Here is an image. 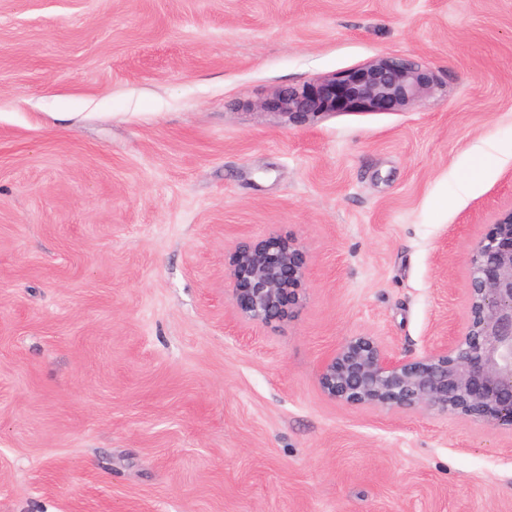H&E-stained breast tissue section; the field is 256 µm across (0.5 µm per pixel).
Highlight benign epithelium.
<instances>
[{
  "mask_svg": "<svg viewBox=\"0 0 512 512\" xmlns=\"http://www.w3.org/2000/svg\"><path fill=\"white\" fill-rule=\"evenodd\" d=\"M433 71L392 56L277 92L271 109L293 123L336 112L401 111L434 94ZM469 315L442 349L408 360L373 336H352L321 364L322 393L351 406L459 415L512 430V209L468 259ZM231 297L242 316L269 324L303 300L306 257L294 243L242 242L229 257Z\"/></svg>",
  "mask_w": 512,
  "mask_h": 512,
  "instance_id": "obj_1",
  "label": "benign epithelium"
}]
</instances>
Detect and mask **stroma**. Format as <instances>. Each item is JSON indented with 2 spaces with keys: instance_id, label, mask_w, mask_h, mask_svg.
I'll use <instances>...</instances> for the list:
<instances>
[{
  "instance_id": "obj_1",
  "label": "stroma",
  "mask_w": 512,
  "mask_h": 512,
  "mask_svg": "<svg viewBox=\"0 0 512 512\" xmlns=\"http://www.w3.org/2000/svg\"><path fill=\"white\" fill-rule=\"evenodd\" d=\"M381 56L403 111L265 108ZM512 209V0H0V512H512V431L327 398L443 348ZM290 240L291 317L229 255ZM231 297L242 316L269 324L291 316L303 300L306 257L292 242H242L229 257Z\"/></svg>"
}]
</instances>
